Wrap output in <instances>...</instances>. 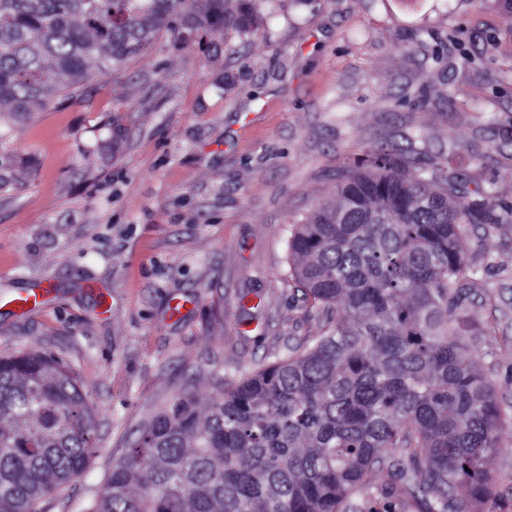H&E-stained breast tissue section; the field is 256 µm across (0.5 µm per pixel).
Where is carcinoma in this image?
<instances>
[{
  "mask_svg": "<svg viewBox=\"0 0 512 512\" xmlns=\"http://www.w3.org/2000/svg\"><path fill=\"white\" fill-rule=\"evenodd\" d=\"M231 2L0 0V119L122 75L162 33L259 29ZM409 168L372 146L291 225L290 277L318 334L155 412L89 512H347L394 484L391 512L494 497L489 459L512 421L460 339L480 287L462 240L469 224H512V203L446 160ZM94 428L64 358L1 353L0 512H41L87 467Z\"/></svg>",
  "mask_w": 512,
  "mask_h": 512,
  "instance_id": "cac0c4a2",
  "label": "carcinoma"
}]
</instances>
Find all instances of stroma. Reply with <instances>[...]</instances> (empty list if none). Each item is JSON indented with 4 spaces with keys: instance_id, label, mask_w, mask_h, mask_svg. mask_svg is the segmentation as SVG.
Returning <instances> with one entry per match:
<instances>
[{
    "instance_id": "1",
    "label": "stroma",
    "mask_w": 512,
    "mask_h": 512,
    "mask_svg": "<svg viewBox=\"0 0 512 512\" xmlns=\"http://www.w3.org/2000/svg\"><path fill=\"white\" fill-rule=\"evenodd\" d=\"M256 33L158 36L25 123L0 125V353L72 364L96 451L45 504L88 512L141 423L212 374L314 333L288 229L367 147L443 157L512 202V14L498 0H255ZM481 268L467 357L512 417V224L468 227ZM50 290L18 313L15 295ZM494 335L480 336V329ZM512 512V437L490 461Z\"/></svg>"
}]
</instances>
